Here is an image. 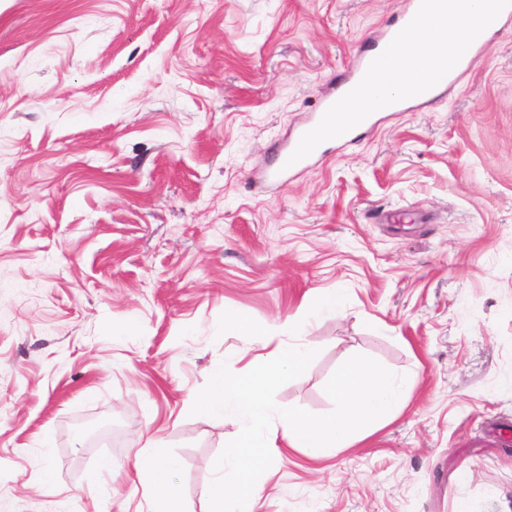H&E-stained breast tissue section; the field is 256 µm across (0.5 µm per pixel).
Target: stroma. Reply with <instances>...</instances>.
Segmentation results:
<instances>
[{
    "mask_svg": "<svg viewBox=\"0 0 512 512\" xmlns=\"http://www.w3.org/2000/svg\"><path fill=\"white\" fill-rule=\"evenodd\" d=\"M402 5L0 0V512H151L153 444L209 512L237 428L190 398L295 339L318 354L278 406L330 413L355 354L406 396L273 452L253 512H512V20L430 101L258 179Z\"/></svg>",
    "mask_w": 512,
    "mask_h": 512,
    "instance_id": "1",
    "label": "stroma"
}]
</instances>
